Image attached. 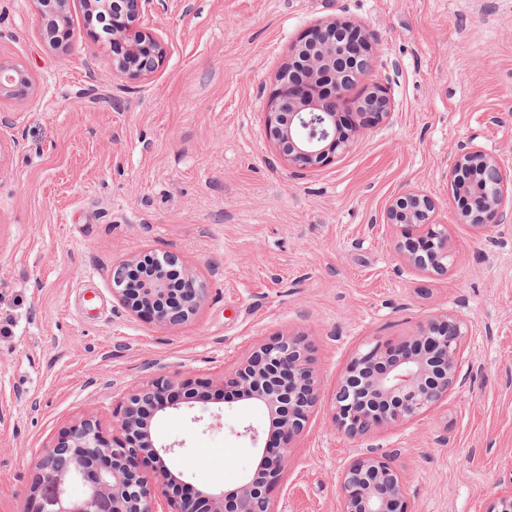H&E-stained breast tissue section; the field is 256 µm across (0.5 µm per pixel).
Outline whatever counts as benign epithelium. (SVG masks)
Here are the masks:
<instances>
[{"label":"benign epithelium","instance_id":"obj_1","mask_svg":"<svg viewBox=\"0 0 512 512\" xmlns=\"http://www.w3.org/2000/svg\"><path fill=\"white\" fill-rule=\"evenodd\" d=\"M83 12L111 15L117 57L112 71L139 81L155 71L169 45L143 23L152 0H124L120 11L109 0H33L41 19L59 18L54 30L58 42L72 48L79 42L72 27L71 3ZM375 48L368 38L354 41L336 32V23L319 25L308 38L288 47L287 61L278 74L279 88L265 113L281 160L300 169L332 161L345 152L365 125L350 134L338 131L334 100L350 92L370 69ZM33 77L24 68L0 60V91L24 98ZM360 108L380 120L391 110L390 99L379 88L360 101ZM452 196L465 197L473 209L464 218L473 226L512 221L505 193L512 186L500 160L479 146L454 160L449 171ZM436 204L427 194L408 191L388 206L384 221L417 231L397 245L403 260L418 269L445 272L456 262L448 244V228L435 222ZM149 266L152 274L139 272ZM181 275L184 286L174 287ZM206 288L179 267V259L165 253L136 254L112 269V296L138 316L165 327H176L194 316ZM466 322L453 315L429 320L394 349L370 341L352 356L334 395L333 423L351 438H362L395 422L410 421L431 409L459 383L464 362ZM235 398L248 407L265 410L276 439L244 426L237 436L256 450L254 473L232 488L216 491L203 484L172 493L178 480L167 464L172 445L156 446L151 425L142 414L151 408L166 412L179 408L178 398L205 400L208 394L190 382L150 377L128 393L113 428L104 437L93 418L72 425L47 448L36 464L29 488L32 507L26 512H275L272 488L283 478L288 444L299 435L320 399L312 350L300 335H281L255 348L224 378ZM151 464L152 475L140 471ZM80 483L75 497L70 486ZM341 512H416L407 496L403 476L391 455L364 450L341 477ZM487 512H512V477L501 485Z\"/></svg>","mask_w":512,"mask_h":512}]
</instances>
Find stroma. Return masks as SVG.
Wrapping results in <instances>:
<instances>
[{
    "mask_svg": "<svg viewBox=\"0 0 512 512\" xmlns=\"http://www.w3.org/2000/svg\"><path fill=\"white\" fill-rule=\"evenodd\" d=\"M376 43L353 112L373 88L391 110L333 161L276 157L264 114L290 44L323 21ZM169 42L132 83L111 48L89 57L43 37L32 0H0V57L34 79L0 127V512H24L35 463L91 416L111 432L151 375L209 384L210 400L152 420L183 484L234 485L255 469L242 426L267 413L225 401L224 371L279 334L306 336L321 401L290 443L277 512H340V473L363 449L396 451L417 512H487L512 477V223H466L448 192L479 146L512 172V0H153ZM432 196L459 255L448 273L404 264L403 192ZM171 252L207 285L171 331L112 296L113 263ZM469 328L463 382L409 422L338 431L333 397L365 341L394 343L443 314ZM219 426H211L212 414Z\"/></svg>",
    "mask_w": 512,
    "mask_h": 512,
    "instance_id": "1",
    "label": "stroma"
}]
</instances>
